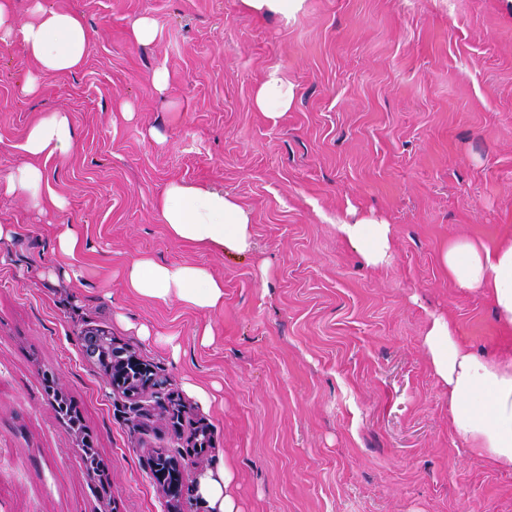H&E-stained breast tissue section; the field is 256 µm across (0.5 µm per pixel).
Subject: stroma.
Instances as JSON below:
<instances>
[{
  "instance_id": "1",
  "label": "stroma",
  "mask_w": 512,
  "mask_h": 512,
  "mask_svg": "<svg viewBox=\"0 0 512 512\" xmlns=\"http://www.w3.org/2000/svg\"><path fill=\"white\" fill-rule=\"evenodd\" d=\"M48 2L81 15L92 44L79 71L27 96L37 68L20 40L0 42V185L29 164L20 145L40 116L69 112L77 130L69 156L45 164L64 209L0 188L13 230L0 239V512H169L151 462L187 452L202 427L210 464L236 470L243 512H512V469L454 435L424 345L434 313L486 358L504 344L492 305L440 261L448 240L512 233L502 0H305L287 22L240 0ZM141 17L155 28L145 45L130 37ZM273 69L295 99L272 119L255 94ZM182 180L239 200L250 253L170 235L158 201ZM350 208L390 224L389 264L366 265L338 233ZM61 224L87 236L70 281L49 275ZM144 253L207 267L223 308L131 294L124 271ZM86 328L166 378L180 429L156 414L155 391L134 403L112 391L84 354ZM50 378L83 434L49 402ZM87 444L108 496L87 476Z\"/></svg>"
}]
</instances>
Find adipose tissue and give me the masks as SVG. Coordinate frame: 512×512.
<instances>
[{"mask_svg":"<svg viewBox=\"0 0 512 512\" xmlns=\"http://www.w3.org/2000/svg\"><path fill=\"white\" fill-rule=\"evenodd\" d=\"M20 39L24 51L38 67L27 77L25 94H35L39 77L81 69L91 48V33L83 18L58 9L45 0H33L26 18H17L13 0H0V42ZM294 87L279 71L266 74L255 94L257 108L277 117L291 108ZM76 143V130L68 112L40 118L29 129L22 149L31 164L9 177L5 190L40 207L64 208L66 201L50 185L38 159L66 157ZM159 208L170 235L202 247L227 253L251 251L252 216L230 193L180 181L165 189ZM338 231L373 267L392 257L391 226L372 217L340 220ZM454 284L482 294L494 307L505 335H512V236L490 246L468 239L449 241L441 254ZM126 284L135 295L189 307L215 310L224 304V282L207 268L186 263L160 262L140 255L125 270ZM432 368L448 388L449 419L455 435L490 465L512 468V354L485 360L473 354L458 336L455 324L443 315L432 316L425 335ZM195 496L204 512H242L236 493V473L223 463L198 475Z\"/></svg>","mask_w":512,"mask_h":512,"instance_id":"ef3b65f1","label":"adipose tissue"}]
</instances>
